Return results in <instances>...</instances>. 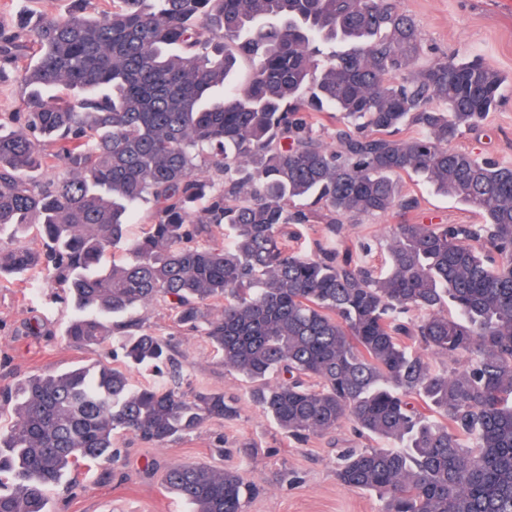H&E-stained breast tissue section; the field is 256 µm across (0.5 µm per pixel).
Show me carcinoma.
I'll return each mask as SVG.
<instances>
[{"label":"carcinoma","mask_w":512,"mask_h":512,"mask_svg":"<svg viewBox=\"0 0 512 512\" xmlns=\"http://www.w3.org/2000/svg\"><path fill=\"white\" fill-rule=\"evenodd\" d=\"M425 55L394 0H76L0 22V76L25 89L0 122V279L43 271L75 310L63 339L121 362L0 388V512H49L73 469L117 461L120 435L163 447L237 420L240 398L183 390L173 339L134 316L159 300L283 433L350 421L384 443L336 469L382 512H512V165L451 145L505 78ZM405 175L481 222L393 224L379 268L363 244L288 243L290 224L416 208ZM132 368L166 380L136 386ZM162 484L191 512H244L251 491L194 463Z\"/></svg>","instance_id":"1"}]
</instances>
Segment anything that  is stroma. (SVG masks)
Returning a JSON list of instances; mask_svg holds the SVG:
<instances>
[{
  "label": "stroma",
  "mask_w": 512,
  "mask_h": 512,
  "mask_svg": "<svg viewBox=\"0 0 512 512\" xmlns=\"http://www.w3.org/2000/svg\"><path fill=\"white\" fill-rule=\"evenodd\" d=\"M412 15L426 46L458 57L480 55L505 77L501 104L475 131L465 132L456 147L512 165V0H396ZM405 189L418 200L416 209L345 224L341 234L324 225L300 228L308 252L340 251L358 240L369 241L368 260L380 264L390 225L473 224L479 217L462 203L405 178ZM61 290L30 272L0 280V387L24 377L89 365L97 348L74 347L61 338L71 310ZM146 327L173 337L187 367L191 387L241 396L238 373L224 367L196 333L176 327L160 302L140 310ZM232 424L214 421L200 431L162 448L143 446L132 435L116 439L125 464L116 471L94 466L72 472L65 485L51 490L53 512H190L181 499L166 492L164 470L175 463L204 462L216 469H239L256 490L244 512H381L375 494L352 491L336 478L341 452L358 445L351 423L334 433L299 444L288 438L256 406L240 403Z\"/></svg>",
  "instance_id": "stroma-1"
}]
</instances>
